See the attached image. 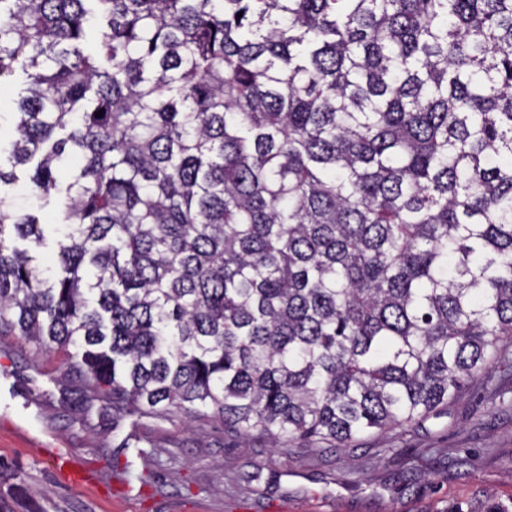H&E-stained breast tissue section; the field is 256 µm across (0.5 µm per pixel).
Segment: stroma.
I'll list each match as a JSON object with an SVG mask.
<instances>
[{
  "mask_svg": "<svg viewBox=\"0 0 512 512\" xmlns=\"http://www.w3.org/2000/svg\"><path fill=\"white\" fill-rule=\"evenodd\" d=\"M56 366L0 336V504L10 512H512V374L498 366L408 430L285 453L177 413L148 421V448L122 447L129 422L79 419ZM58 452L96 482L61 484L49 463Z\"/></svg>",
  "mask_w": 512,
  "mask_h": 512,
  "instance_id": "1",
  "label": "stroma"
}]
</instances>
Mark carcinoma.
Here are the masks:
<instances>
[{
    "label": "carcinoma",
    "mask_w": 512,
    "mask_h": 512,
    "mask_svg": "<svg viewBox=\"0 0 512 512\" xmlns=\"http://www.w3.org/2000/svg\"><path fill=\"white\" fill-rule=\"evenodd\" d=\"M19 70L0 335L80 415L343 450L512 363V0H0Z\"/></svg>",
    "instance_id": "carcinoma-1"
}]
</instances>
